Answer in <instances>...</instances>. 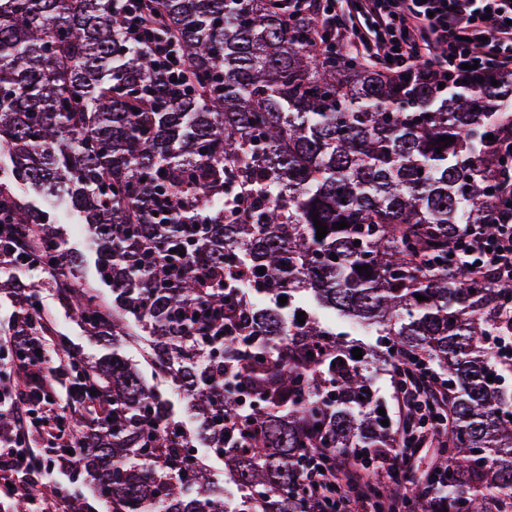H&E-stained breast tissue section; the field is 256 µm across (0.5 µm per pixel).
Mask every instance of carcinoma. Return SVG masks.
Masks as SVG:
<instances>
[{
	"label": "carcinoma",
	"mask_w": 512,
	"mask_h": 512,
	"mask_svg": "<svg viewBox=\"0 0 512 512\" xmlns=\"http://www.w3.org/2000/svg\"><path fill=\"white\" fill-rule=\"evenodd\" d=\"M494 79L384 76L337 57L288 0H0V151L78 213L112 285L110 302L85 285L50 214L0 182V224L35 241L25 257L63 275L61 301L102 342L68 375L105 405L77 468L112 512H307L298 458L367 466L392 447L354 329L377 336L374 359L414 353L453 389L438 490L412 486V512H486L491 493L512 512V389L487 381L512 360L483 342L512 335V283L448 268L495 206L512 138V73ZM281 296L336 321L290 326ZM132 319L187 392L194 434L123 354ZM193 442L223 455L235 506Z\"/></svg>",
	"instance_id": "1"
}]
</instances>
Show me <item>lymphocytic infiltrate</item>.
<instances>
[{"label": "lymphocytic infiltrate", "mask_w": 512, "mask_h": 512, "mask_svg": "<svg viewBox=\"0 0 512 512\" xmlns=\"http://www.w3.org/2000/svg\"><path fill=\"white\" fill-rule=\"evenodd\" d=\"M319 21L329 29L336 53L359 57L389 76L430 67L451 80L512 71V0H319ZM497 207L485 226L471 224L450 248L457 267L495 281L512 282V148L502 147L496 182ZM40 327L17 322L7 338L0 371L16 379V388H0V413L12 425L0 432V494L34 506L36 512H65L57 488L26 481L25 473L47 467L75 468L71 451L84 447L81 434L68 426L76 402L74 391L58 398L53 387L68 365L81 359L79 350L53 348ZM396 398L405 417L419 427L405 426L393 448L364 471L343 457L314 454L298 467L311 512H373L370 489L385 490L383 512H409L407 473L416 449L446 435L443 410L448 386L427 361L407 354L393 366ZM48 436V453L40 455L32 434Z\"/></svg>", "instance_id": "obj_1"}]
</instances>
